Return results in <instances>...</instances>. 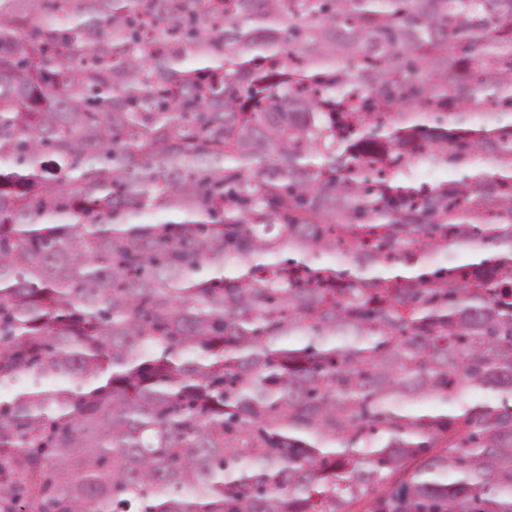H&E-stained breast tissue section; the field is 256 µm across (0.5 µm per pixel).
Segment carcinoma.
I'll return each instance as SVG.
<instances>
[{
  "mask_svg": "<svg viewBox=\"0 0 512 512\" xmlns=\"http://www.w3.org/2000/svg\"><path fill=\"white\" fill-rule=\"evenodd\" d=\"M23 380L11 512H512V0H0Z\"/></svg>",
  "mask_w": 512,
  "mask_h": 512,
  "instance_id": "carcinoma-1",
  "label": "carcinoma"
}]
</instances>
